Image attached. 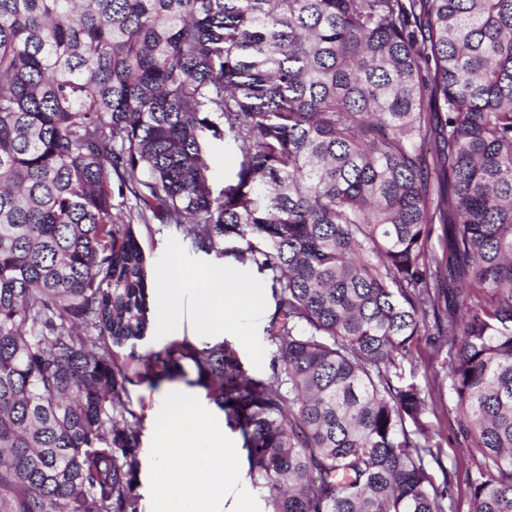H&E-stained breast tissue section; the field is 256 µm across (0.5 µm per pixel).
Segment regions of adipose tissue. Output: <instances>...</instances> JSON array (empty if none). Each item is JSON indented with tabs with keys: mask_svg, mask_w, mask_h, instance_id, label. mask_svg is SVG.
<instances>
[{
	"mask_svg": "<svg viewBox=\"0 0 512 512\" xmlns=\"http://www.w3.org/2000/svg\"><path fill=\"white\" fill-rule=\"evenodd\" d=\"M201 304L207 309L214 331L224 329L225 312L240 313L261 305L262 284L227 275L223 271L205 272L198 284ZM195 419L200 430H207L204 416L178 400L165 407L162 424L166 431L164 446L157 449L153 469L156 492L151 500V512H224V490L240 479L236 465L224 462V437L215 433L210 437V453L197 455L190 448V439L181 431L185 419ZM213 487L210 496L186 492L187 479Z\"/></svg>",
	"mask_w": 512,
	"mask_h": 512,
	"instance_id": "1",
	"label": "adipose tissue"
}]
</instances>
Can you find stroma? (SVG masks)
Listing matches in <instances>:
<instances>
[{
  "label": "stroma",
  "instance_id": "obj_1",
  "mask_svg": "<svg viewBox=\"0 0 512 512\" xmlns=\"http://www.w3.org/2000/svg\"><path fill=\"white\" fill-rule=\"evenodd\" d=\"M112 214L127 220L134 219L136 236L150 257L148 271L149 287H156L168 277L169 270L178 273V285L183 293L178 300L182 321L174 336H166L148 329L145 338L136 344V352L149 356L164 348L171 338H187L197 348L229 342L237 350L246 374L255 379H269L270 344L264 329L274 308L271 291H264L260 311L244 317L242 326H228L223 332L211 330L204 310L199 304L195 286L202 273L209 269H223L234 275L256 278V269L238 265L232 259L214 253L190 251L184 239L182 228L173 224L157 222L144 225L136 220V202L130 194H113ZM404 382L422 383L424 375L435 376L432 392L434 410L426 412L424 419L432 428L448 431L449 422L448 382L445 380L442 358L436 357L435 348L428 339H421L415 349L412 364L400 368ZM128 407L140 418V441L137 450L139 466L132 477V487L139 498L140 512H149L150 492L147 483L148 472L153 464V454L159 446V422L157 411L165 400L182 399L194 408L207 414L213 430L223 433L225 447L233 451V461L243 473V493L248 501L249 512H265L268 491L254 485L248 478L249 464L244 438L240 431L228 429L223 410L210 401L207 391L197 383V370L191 361H183L182 367L172 376L162 379L144 378L126 384L122 394Z\"/></svg>",
  "mask_w": 512,
  "mask_h": 512
}]
</instances>
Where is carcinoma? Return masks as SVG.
Here are the masks:
<instances>
[{
	"label": "carcinoma",
	"mask_w": 512,
	"mask_h": 512,
	"mask_svg": "<svg viewBox=\"0 0 512 512\" xmlns=\"http://www.w3.org/2000/svg\"><path fill=\"white\" fill-rule=\"evenodd\" d=\"M115 187L271 281L272 381L185 338L144 373L196 365L269 512H455L431 378H392L423 336L470 512H512V0H0V512H139ZM207 162L213 179L214 189L219 191L224 186V177L235 167L234 151L224 146V140L211 139L208 143ZM445 354L438 358L435 356V348L427 336H424L414 348L413 363L417 366L415 370V378L411 376V369L407 362H404L399 369L402 374V383L415 382L424 385L423 374L436 376L435 387L432 392V401L428 399V410L424 415V420L428 422L432 428L440 429L445 436H448V444L444 446L445 455L443 456L444 464L450 466L451 462L456 460L458 463L457 476L454 477L456 511L469 512V495L467 487L468 469L474 468V460L472 458L471 448H466L464 443H458L449 431L450 423L448 422V382L444 380L446 368H442ZM436 404L435 412L432 411V404ZM447 414V415H446ZM450 437V438H449Z\"/></svg>",
	"instance_id": "obj_1"
}]
</instances>
